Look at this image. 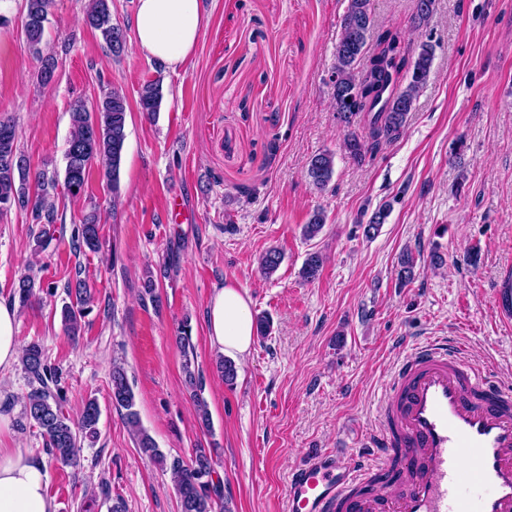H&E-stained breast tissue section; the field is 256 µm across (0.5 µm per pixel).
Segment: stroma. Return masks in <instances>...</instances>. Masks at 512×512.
I'll return each mask as SVG.
<instances>
[{"mask_svg":"<svg viewBox=\"0 0 512 512\" xmlns=\"http://www.w3.org/2000/svg\"><path fill=\"white\" fill-rule=\"evenodd\" d=\"M137 0H111L126 36L113 56L83 21L88 0H54L41 48L57 61L51 84L21 22L26 0L1 14L0 118L13 119L32 171L63 173L69 113L118 87L129 103L118 187L92 169L80 198L58 195L53 242L38 244L29 210L0 216V300L35 275L51 294L19 308V342H39L62 373L64 411L86 398L101 409L99 435L85 439L77 465L49 463L57 512H180L168 469L143 455L112 404L110 373L120 361L143 428L167 457L212 451L228 512H283L288 475L326 452L353 465L379 426L387 384L412 346L431 336L464 343L496 383L512 387V328L500 324L495 290L512 268V0H436L429 80L402 136L363 164L342 148L330 76L347 0H202L204 28L177 71L139 49ZM375 25L416 39L412 0H373ZM160 81L156 117L138 92ZM335 154L324 191L305 176L309 158ZM388 207L374 238L360 229ZM326 224L313 239L302 226L315 210ZM100 217L98 252L78 251L74 233L88 211ZM271 246L284 260L264 276ZM411 250L415 275L396 276ZM479 250L480 263L466 257ZM326 262L318 279L299 270L308 253ZM439 252L443 266L430 263ZM94 287L78 336L60 311L75 278ZM156 285L144 292L146 279ZM246 291L253 315L271 321L237 361L234 385L217 372L208 341L209 298L224 283ZM189 321L195 367L211 427L197 422L177 327ZM30 390L21 366L0 374V448L45 456L22 412Z\"/></svg>","mask_w":512,"mask_h":512,"instance_id":"1","label":"stroma"}]
</instances>
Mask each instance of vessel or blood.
Segmentation results:
<instances>
[{
	"label": "vessel or blood",
	"mask_w": 512,
	"mask_h": 512,
	"mask_svg": "<svg viewBox=\"0 0 512 512\" xmlns=\"http://www.w3.org/2000/svg\"><path fill=\"white\" fill-rule=\"evenodd\" d=\"M382 414L356 468L321 452L296 467L284 512H512V389L455 343L413 348Z\"/></svg>",
	"instance_id": "b4317fda"
}]
</instances>
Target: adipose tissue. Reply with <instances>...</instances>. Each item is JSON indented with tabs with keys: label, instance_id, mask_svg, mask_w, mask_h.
Segmentation results:
<instances>
[{
	"label": "adipose tissue",
	"instance_id": "adipose-tissue-1",
	"mask_svg": "<svg viewBox=\"0 0 512 512\" xmlns=\"http://www.w3.org/2000/svg\"><path fill=\"white\" fill-rule=\"evenodd\" d=\"M203 26L201 0H138L133 27L140 49L174 70L194 51ZM207 336L225 358L246 357L256 334L246 293L227 284L214 290ZM17 308L0 300V372L21 355ZM0 512H56L48 493V467L21 448H0Z\"/></svg>",
	"mask_w": 512,
	"mask_h": 512
}]
</instances>
